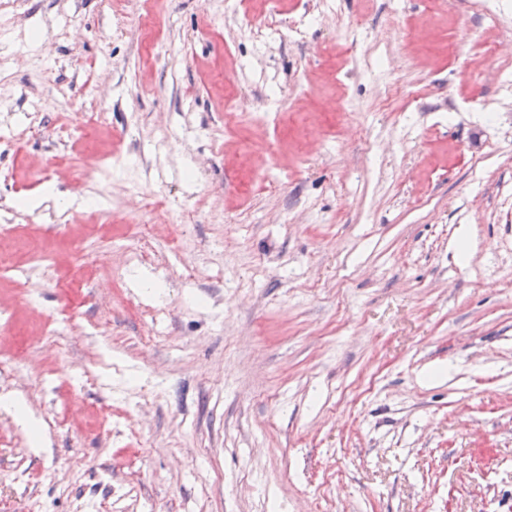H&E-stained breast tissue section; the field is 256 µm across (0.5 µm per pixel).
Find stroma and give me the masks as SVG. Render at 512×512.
<instances>
[{
    "mask_svg": "<svg viewBox=\"0 0 512 512\" xmlns=\"http://www.w3.org/2000/svg\"><path fill=\"white\" fill-rule=\"evenodd\" d=\"M483 2L0 0V512H512Z\"/></svg>",
    "mask_w": 512,
    "mask_h": 512,
    "instance_id": "obj_1",
    "label": "stroma"
}]
</instances>
